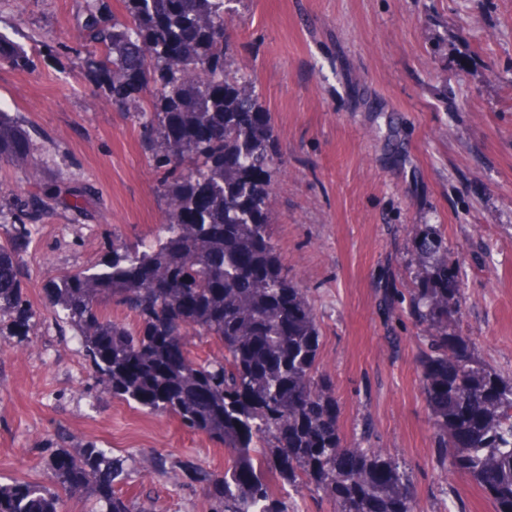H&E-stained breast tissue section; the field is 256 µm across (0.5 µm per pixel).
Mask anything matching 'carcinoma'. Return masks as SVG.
<instances>
[{"instance_id": "obj_1", "label": "carcinoma", "mask_w": 512, "mask_h": 512, "mask_svg": "<svg viewBox=\"0 0 512 512\" xmlns=\"http://www.w3.org/2000/svg\"><path fill=\"white\" fill-rule=\"evenodd\" d=\"M240 0H83L84 60L133 119L160 174L165 223L144 250L112 236L94 265L48 277L45 299L69 327L92 388L224 447V473L176 462L210 512H289L280 480L321 493L335 512H425L400 462L381 448L345 442L335 385L319 369L321 335L306 291L288 278L273 239L272 195L282 160L248 76L228 64L227 18ZM27 51L0 32V64L25 67ZM0 163L42 175L29 129L0 109ZM89 185L54 184L0 203V336L29 339L23 251L36 225L61 208L91 215ZM418 286L403 310L421 341V394L439 459L512 512V376L487 367L475 342L451 331L463 288L441 226L414 237ZM116 302L135 317L115 320ZM214 341L221 359L190 355L189 337ZM51 484L0 483V512H67L69 498L98 512H151L116 491L126 459L95 441L42 447Z\"/></svg>"}]
</instances>
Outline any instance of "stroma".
Masks as SVG:
<instances>
[{"label": "stroma", "instance_id": "1", "mask_svg": "<svg viewBox=\"0 0 512 512\" xmlns=\"http://www.w3.org/2000/svg\"><path fill=\"white\" fill-rule=\"evenodd\" d=\"M80 5L0 0V32L30 57L24 69L0 64V108L28 126L43 182L94 190L93 220L50 215L23 255L39 331L22 344L0 336V482L49 484L37 450L64 432L132 458L118 485L128 496L209 512L181 470L134 459L221 472L224 450L172 417L86 397L77 343L42 290L47 271L94 263L108 234L148 240L164 218L137 125L84 66ZM228 25L231 65L254 78L285 160L274 239L314 304L342 435L398 459L428 512H493L438 462L416 330L385 292L415 285L413 225H441L466 296L450 328L512 375V0H241Z\"/></svg>", "mask_w": 512, "mask_h": 512}]
</instances>
